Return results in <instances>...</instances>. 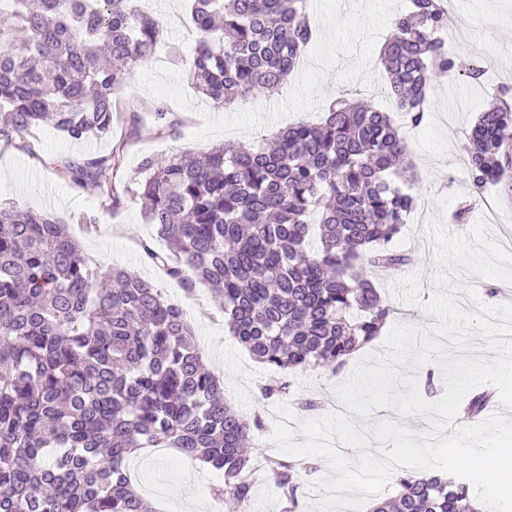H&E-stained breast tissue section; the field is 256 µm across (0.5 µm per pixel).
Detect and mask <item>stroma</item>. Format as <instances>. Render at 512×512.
<instances>
[{
	"label": "stroma",
	"mask_w": 512,
	"mask_h": 512,
	"mask_svg": "<svg viewBox=\"0 0 512 512\" xmlns=\"http://www.w3.org/2000/svg\"><path fill=\"white\" fill-rule=\"evenodd\" d=\"M458 21L456 53L464 68L481 67L501 81L512 78V0H456ZM155 13L166 23L165 38L152 58L137 66L119 90L130 101L150 103L165 111L163 118L131 135V116L114 114L112 132L102 137L75 140L42 124L29 135L34 154L0 149V204L19 209L55 213L70 219V231L83 250L89 265L104 271L122 268L151 281L165 300H176L194 313L191 325L195 344L206 365L219 373L224 393L245 418L261 415L263 425L253 430L252 443L260 450L274 449L275 424L267 414L268 405L259 388L268 370L249 354L229 333L220 304L206 288L185 293L165 273L164 266L149 258L141 248L150 242L156 252L166 250L156 225L146 223L142 202L131 189L141 181L139 163L143 156L169 155L190 150L207 151L226 141L252 144L271 137L279 129L297 122H318L328 104L338 95L372 99L383 111H391L385 73L380 64L381 47L394 31L393 22L405 14L409 0H309L307 13L314 38L304 52L298 70L278 90L258 94L245 104L218 107L206 101L193 87L189 70L195 36L189 14L191 0H150ZM493 82L472 83L467 77L448 81L437 79L428 92L432 111L454 109L461 133L468 131L489 103ZM408 150L418 177V207L394 241L395 247L411 257L408 265L378 271L374 281L383 301L393 313L388 326L398 324L417 330L428 328L435 319L423 308L397 300L393 282L410 275L419 276L421 298L429 300L436 292L438 271L429 236L432 225H440L453 235H466L479 215L468 223L453 222L452 213L461 202L455 183L466 180L467 167L460 164L462 141L449 139L446 127L432 120L415 129H405ZM125 144L121 167L113 180L121 188L119 203L97 190L76 188L57 162L63 158L83 160L110 155L118 144ZM96 215V228L78 223V216ZM453 287L451 295L464 311L474 312L476 303L499 305L500 299L488 295L490 279L476 275L465 265L447 267ZM474 288L477 302L466 299V288ZM388 353L385 336H378L353 354L340 373L317 368L291 374V393L276 405L290 421L295 442H304L302 424L332 413L339 399L334 388L349 378L357 361ZM315 396L320 407L304 411L301 398ZM310 469L302 475L295 512H313V503L322 491L320 482L332 477L329 460L321 455L305 458ZM151 480L160 491L153 497L157 512H170L175 497L184 503L196 497L210 498L211 512H228L227 502L214 499L212 489L223 482L220 473L208 465L173 451L153 454Z\"/></svg>",
	"instance_id": "obj_1"
}]
</instances>
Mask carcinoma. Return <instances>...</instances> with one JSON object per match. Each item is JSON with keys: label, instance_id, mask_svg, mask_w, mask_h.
Returning a JSON list of instances; mask_svg holds the SVG:
<instances>
[{"label": "carcinoma", "instance_id": "obj_1", "mask_svg": "<svg viewBox=\"0 0 512 512\" xmlns=\"http://www.w3.org/2000/svg\"><path fill=\"white\" fill-rule=\"evenodd\" d=\"M0 8L3 147L45 121L72 139L106 135L114 96L156 49L163 23L139 0H11ZM308 0H192L198 34L190 78L217 106L279 89L313 30ZM442 0H410L380 63L407 123L426 118L431 83L458 74L437 38ZM108 157L65 158L81 189L118 200ZM468 178L512 194V83L492 90L465 135ZM405 138L388 112L342 94L318 124L203 154L145 156L133 194L169 252L144 250L191 290L218 299L231 335L272 375L265 399L288 395L285 375L337 373L380 335L392 309L370 269L409 258L393 239L417 205L401 166ZM490 390L461 409L484 412ZM202 362L193 328L149 281L91 269L67 221L0 206V512H155L126 477L139 448H176L224 477L229 512H249L245 474L262 466L295 502L301 462L246 447L252 428ZM399 491L370 512H478L454 478L398 473Z\"/></svg>", "mask_w": 512, "mask_h": 512}]
</instances>
